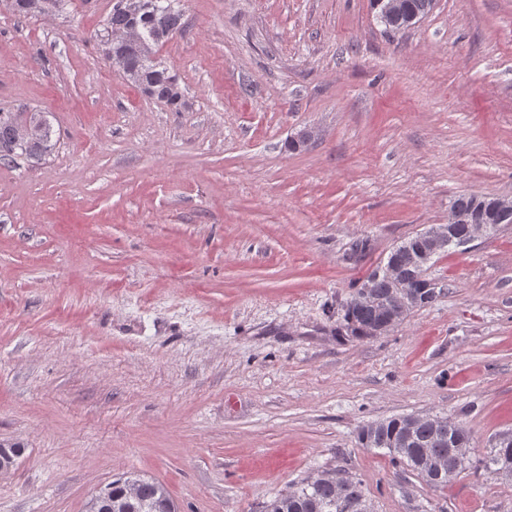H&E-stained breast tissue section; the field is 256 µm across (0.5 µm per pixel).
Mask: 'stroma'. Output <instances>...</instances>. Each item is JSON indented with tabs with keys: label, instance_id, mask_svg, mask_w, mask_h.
<instances>
[{
	"label": "stroma",
	"instance_id": "35a3bbf8",
	"mask_svg": "<svg viewBox=\"0 0 512 512\" xmlns=\"http://www.w3.org/2000/svg\"><path fill=\"white\" fill-rule=\"evenodd\" d=\"M115 2L0 9V109L56 141L0 163V444L24 449L0 512H85L129 475L179 512H263L320 472L375 512H512L480 464L436 489L357 439L409 414L480 449L512 431V224L434 258L443 294L387 334L336 333L455 196L512 197V0L394 35L372 0H179L177 112L93 41Z\"/></svg>",
	"mask_w": 512,
	"mask_h": 512
}]
</instances>
